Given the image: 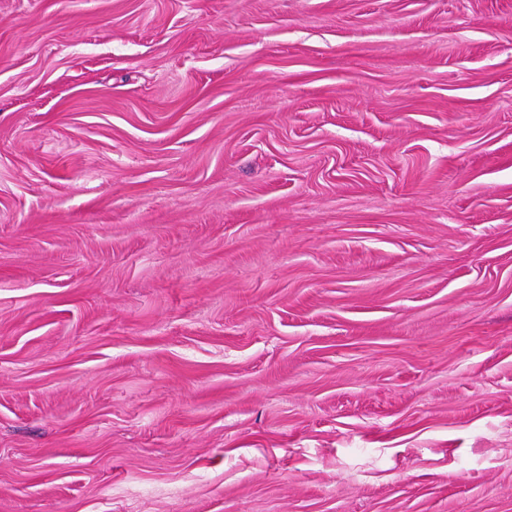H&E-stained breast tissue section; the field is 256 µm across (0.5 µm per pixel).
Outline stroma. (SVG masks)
I'll return each instance as SVG.
<instances>
[{
	"label": "stroma",
	"instance_id": "35a3bbf8",
	"mask_svg": "<svg viewBox=\"0 0 512 512\" xmlns=\"http://www.w3.org/2000/svg\"><path fill=\"white\" fill-rule=\"evenodd\" d=\"M0 512H512V0H0Z\"/></svg>",
	"mask_w": 512,
	"mask_h": 512
}]
</instances>
